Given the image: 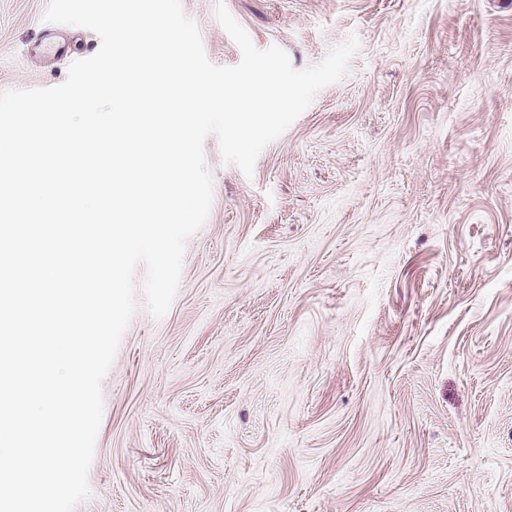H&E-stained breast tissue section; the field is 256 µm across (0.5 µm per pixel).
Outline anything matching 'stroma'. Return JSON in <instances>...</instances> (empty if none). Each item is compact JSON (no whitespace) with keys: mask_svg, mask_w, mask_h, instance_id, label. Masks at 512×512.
<instances>
[{"mask_svg":"<svg viewBox=\"0 0 512 512\" xmlns=\"http://www.w3.org/2000/svg\"><path fill=\"white\" fill-rule=\"evenodd\" d=\"M182 0L205 54L241 51ZM348 74L213 202L162 319L138 308L74 512H512V0H223ZM0 0V91L98 35Z\"/></svg>","mask_w":512,"mask_h":512,"instance_id":"35a3bbf8","label":"stroma"}]
</instances>
